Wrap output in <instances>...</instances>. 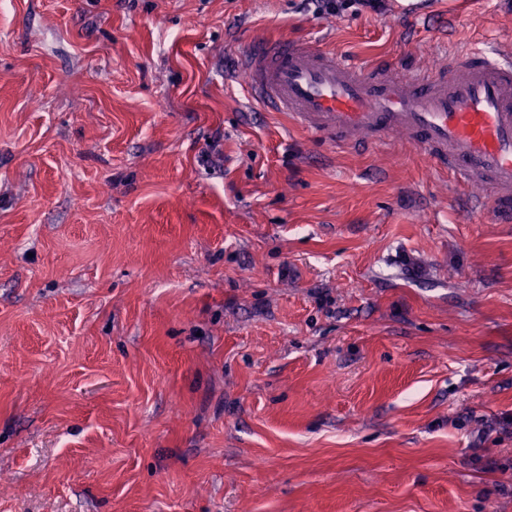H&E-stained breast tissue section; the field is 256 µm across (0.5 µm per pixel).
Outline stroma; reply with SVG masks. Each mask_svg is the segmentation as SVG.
Segmentation results:
<instances>
[{
	"mask_svg": "<svg viewBox=\"0 0 512 512\" xmlns=\"http://www.w3.org/2000/svg\"><path fill=\"white\" fill-rule=\"evenodd\" d=\"M478 37L512 0H0V512H512V223L241 71ZM306 5L314 6V13L319 15H332L349 9L355 5L369 8L374 12H382L386 9L385 1L382 0H305Z\"/></svg>",
	"mask_w": 512,
	"mask_h": 512,
	"instance_id": "35a3bbf8",
	"label": "stroma"
}]
</instances>
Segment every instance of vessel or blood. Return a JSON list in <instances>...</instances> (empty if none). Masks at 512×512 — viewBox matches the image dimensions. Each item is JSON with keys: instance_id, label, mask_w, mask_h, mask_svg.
<instances>
[{"instance_id": "1", "label": "vessel or blood", "mask_w": 512, "mask_h": 512, "mask_svg": "<svg viewBox=\"0 0 512 512\" xmlns=\"http://www.w3.org/2000/svg\"><path fill=\"white\" fill-rule=\"evenodd\" d=\"M243 67L253 97L295 126L350 146L404 136L512 217L511 49L474 41L439 69L397 73L284 40L254 47Z\"/></svg>"}]
</instances>
